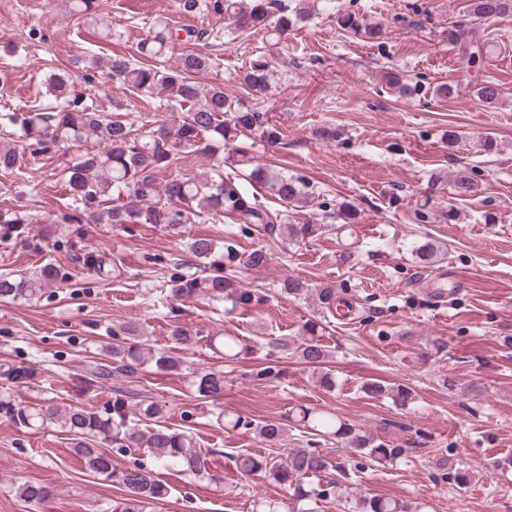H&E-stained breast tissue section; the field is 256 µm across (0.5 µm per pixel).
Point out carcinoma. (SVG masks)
Listing matches in <instances>:
<instances>
[{
    "instance_id": "1",
    "label": "carcinoma",
    "mask_w": 512,
    "mask_h": 512,
    "mask_svg": "<svg viewBox=\"0 0 512 512\" xmlns=\"http://www.w3.org/2000/svg\"><path fill=\"white\" fill-rule=\"evenodd\" d=\"M469 10L477 18L512 16V0H468ZM184 14H214L231 21L236 33H261L277 45L295 27L307 23L316 14L318 0H177ZM345 32L374 43L380 28L365 14L354 10L336 16ZM224 33L214 29H185L184 52L175 70L161 68L158 63L167 55L171 44L178 40L171 19L157 17L148 23L146 37L137 45L138 57L114 55L103 62L95 56L83 61V80L90 83L102 75L122 89H137L147 93H165L163 106L178 108L181 115L173 121L127 118L128 105L108 97L102 101L77 89L72 77L52 72L43 82L44 101L27 106L23 111L7 114V123L14 127L17 138L34 142L43 149L69 146L81 149L74 161L65 168L68 192L74 207L91 211L96 224H155L178 233L182 225L192 221L220 220L229 217L237 221L239 232L248 234L261 224L264 231L289 242H303L322 233L323 224H275L271 216L236 177L224 176V163L249 167L247 182L267 187L284 204L294 208L308 206V184L299 177L270 166L255 165L241 148L227 152L230 145L257 134L269 143L277 144L283 137L266 110L246 105L224 94V86L200 84L196 76L214 70L221 59L196 50V45L208 39L219 42ZM448 41L472 48L458 58L463 74L482 59L485 46L467 41L461 28L448 30ZM270 80V65L254 61L240 74V83L247 93L263 91ZM474 94L485 104L500 98L499 84L485 80L474 86ZM95 142L99 147H89ZM185 155L206 158L222 157L220 170L212 175L186 177L173 174ZM0 176L25 181L20 154L9 136H0ZM163 185L169 204L156 200L157 186ZM477 181L466 168L455 172L451 189L459 197L475 193ZM188 253L195 259L197 271L175 277L172 293L178 297L206 296L230 305V310H248L260 301L250 288L236 286L231 272L255 270L266 266L270 256L264 247L240 250L233 239L220 243L212 238L196 237L189 242ZM58 271L42 269L35 276H0V299L31 302L41 298L45 289L56 281ZM309 291L308 284L289 277L281 284L286 297H297ZM319 304L329 311L340 301L336 289L330 286L315 289ZM320 323L310 321L293 349L294 356L313 369V375L323 388L336 387V377L326 366L328 350L320 343ZM171 341L186 349L201 337L192 335L182 326L170 332ZM208 346L227 362L238 359L248 347L237 336H211ZM266 362L252 372L256 381L279 377L280 360L276 357L282 345L269 341ZM107 363H94L85 374L74 379L76 390L93 386L105 387L112 379L133 376L151 365L162 372H185L191 391L199 400H217L224 393V370L191 368L166 351L144 347L143 333L135 321H127L112 329V345L107 347ZM38 378L29 365L0 363V379L18 387ZM363 392L371 399H389L400 408L413 400L409 387L386 386L366 382ZM164 406L147 398L133 400V394L120 388L112 389V408L103 416L82 403L60 406L45 400L42 404L26 403L13 392L0 390V419L22 431H39L58 425L77 436L73 452L86 468L123 488L121 512H148L153 505L166 499L172 486L163 479L166 473L189 477H206L218 483L221 477L210 473L211 452L197 446L193 435L185 430H172L164 425ZM216 420L232 429L253 430L269 446L281 444L287 427L313 436L336 438L351 455L393 464L405 456L406 449L378 441L365 430L356 428L336 414L299 406L290 409L286 422L269 421L255 424L240 415L218 413ZM112 445L108 452L103 445ZM133 448H144L150 464L135 462L119 469L112 455ZM237 469L247 476H263L292 490L294 512H314L321 502L332 503L343 495L350 470L344 461H332L319 448H291L283 456L258 455L250 452L235 458ZM12 489L19 498L32 504L48 501L53 490L41 483H16ZM350 512H423L422 506L400 499L359 496L351 501Z\"/></svg>"
}]
</instances>
